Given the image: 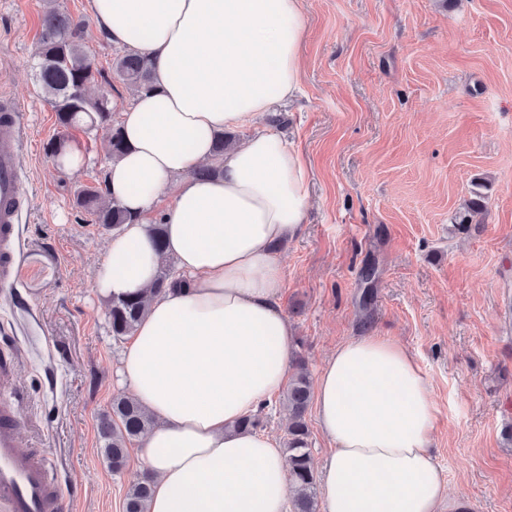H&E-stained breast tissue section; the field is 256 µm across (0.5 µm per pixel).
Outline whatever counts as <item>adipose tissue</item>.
Wrapping results in <instances>:
<instances>
[{"label":"adipose tissue","mask_w":512,"mask_h":512,"mask_svg":"<svg viewBox=\"0 0 512 512\" xmlns=\"http://www.w3.org/2000/svg\"><path fill=\"white\" fill-rule=\"evenodd\" d=\"M89 10L112 43L153 63L152 91L119 109L127 151L105 172L133 221L112 234L93 280L106 299L150 297L118 368L156 420L139 449L146 512H289L279 441L238 423L282 391L290 366L273 248L301 229L309 171L285 137L250 128L300 90V0H89ZM229 131L246 137L216 154ZM201 164L213 175L193 176ZM159 221L187 283L157 293ZM315 406L332 444L324 512H442L437 405L405 345H338L317 375Z\"/></svg>","instance_id":"obj_1"}]
</instances>
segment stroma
Instances as JSON below:
<instances>
[{
	"instance_id": "1",
	"label": "stroma",
	"mask_w": 512,
	"mask_h": 512,
	"mask_svg": "<svg viewBox=\"0 0 512 512\" xmlns=\"http://www.w3.org/2000/svg\"><path fill=\"white\" fill-rule=\"evenodd\" d=\"M85 25L87 92L133 95L112 72L125 49L88 0H0V88L25 109L29 209L0 346L18 353L22 444L44 449L71 512H123L136 453L113 473L98 418L118 394L110 304L93 272L111 228L76 209L104 181V128L70 130L89 160L55 167L60 129L32 77L47 5ZM301 93L259 127L287 135L310 173L306 222L277 259L282 305L311 374L353 336L401 341L438 405L430 446L456 512H512V0H302ZM486 202L454 228L474 194ZM377 269L363 310L364 266Z\"/></svg>"
}]
</instances>
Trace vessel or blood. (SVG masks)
<instances>
[{
    "instance_id": "vessel-or-blood-1",
    "label": "vessel or blood",
    "mask_w": 512,
    "mask_h": 512,
    "mask_svg": "<svg viewBox=\"0 0 512 512\" xmlns=\"http://www.w3.org/2000/svg\"><path fill=\"white\" fill-rule=\"evenodd\" d=\"M22 107L0 93V288L14 285L19 258L18 224L28 201L23 145ZM15 356L0 350V512H67L62 484L53 475L49 456L21 445Z\"/></svg>"
}]
</instances>
